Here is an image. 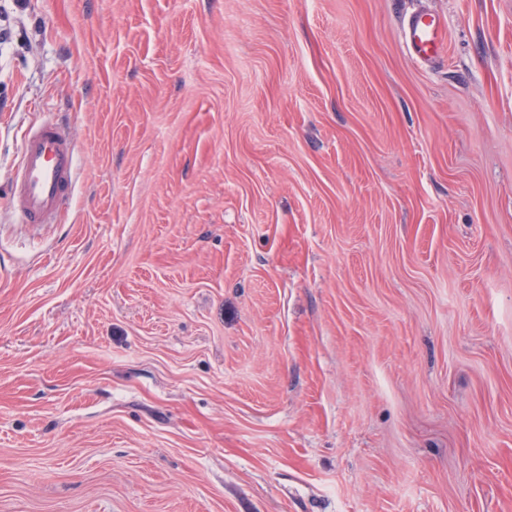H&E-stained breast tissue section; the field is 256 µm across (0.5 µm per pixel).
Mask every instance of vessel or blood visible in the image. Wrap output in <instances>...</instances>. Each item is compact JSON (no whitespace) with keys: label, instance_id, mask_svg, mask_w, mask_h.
Wrapping results in <instances>:
<instances>
[{"label":"vessel or blood","instance_id":"1","mask_svg":"<svg viewBox=\"0 0 512 512\" xmlns=\"http://www.w3.org/2000/svg\"><path fill=\"white\" fill-rule=\"evenodd\" d=\"M403 39L411 57L430 64L445 51L447 28L433 13L417 10L403 22ZM73 138L62 124L45 123L32 129L22 143L21 164L12 180L14 210L21 223H52L74 191Z\"/></svg>","mask_w":512,"mask_h":512}]
</instances>
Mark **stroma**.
<instances>
[{
  "instance_id": "1",
  "label": "stroma",
  "mask_w": 512,
  "mask_h": 512,
  "mask_svg": "<svg viewBox=\"0 0 512 512\" xmlns=\"http://www.w3.org/2000/svg\"><path fill=\"white\" fill-rule=\"evenodd\" d=\"M0 512H512V0H0ZM403 39L415 61L430 64L445 52L448 33L438 15L416 10L404 19ZM73 138L66 125L44 123L22 143L21 164L12 180L14 210L22 224H51L74 191Z\"/></svg>"
}]
</instances>
